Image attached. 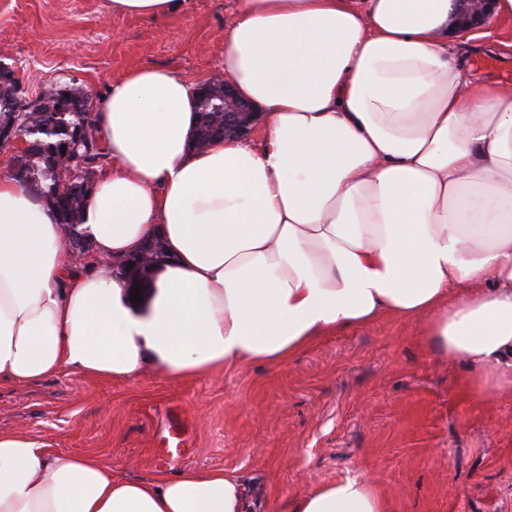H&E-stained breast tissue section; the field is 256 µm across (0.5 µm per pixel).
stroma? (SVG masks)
Wrapping results in <instances>:
<instances>
[{
	"mask_svg": "<svg viewBox=\"0 0 512 512\" xmlns=\"http://www.w3.org/2000/svg\"><path fill=\"white\" fill-rule=\"evenodd\" d=\"M232 18L233 0H187L157 21L114 14L108 0H0V64L23 99L67 86L95 106L142 65L218 79ZM493 34L502 50L469 69L512 81V23ZM464 372L432 354L421 321L385 317L276 365L132 383L69 370L4 385L0 432L96 455L123 477L224 470L252 512H294L302 490L353 475L386 512H512V388L477 400L457 384Z\"/></svg>",
	"mask_w": 512,
	"mask_h": 512,
	"instance_id": "stroma-1",
	"label": "stroma"
}]
</instances>
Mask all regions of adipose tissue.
<instances>
[{
    "mask_svg": "<svg viewBox=\"0 0 512 512\" xmlns=\"http://www.w3.org/2000/svg\"><path fill=\"white\" fill-rule=\"evenodd\" d=\"M459 0H235L224 79L260 143L193 145L192 83L158 66L113 82L111 161L80 268L39 194L0 172V385L74 370L132 382L279 364L386 316L423 320L480 399L512 387V83L467 75ZM163 255L120 274L152 241ZM140 302H132V291ZM218 470L153 481L0 434V512H248ZM295 512H386L369 481L311 487Z\"/></svg>",
    "mask_w": 512,
    "mask_h": 512,
    "instance_id": "ef3b65f1",
    "label": "adipose tissue"
}]
</instances>
